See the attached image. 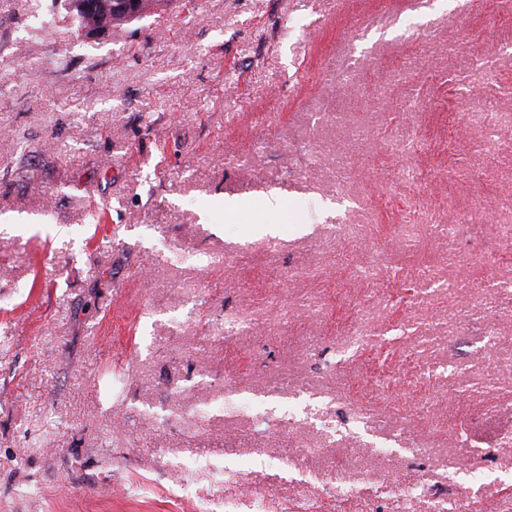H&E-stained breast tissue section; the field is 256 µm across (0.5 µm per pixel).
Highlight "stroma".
<instances>
[{
  "instance_id": "35a3bbf8",
  "label": "stroma",
  "mask_w": 512,
  "mask_h": 512,
  "mask_svg": "<svg viewBox=\"0 0 512 512\" xmlns=\"http://www.w3.org/2000/svg\"><path fill=\"white\" fill-rule=\"evenodd\" d=\"M474 112L512 113V0L91 42L0 0V512H512V127Z\"/></svg>"
}]
</instances>
